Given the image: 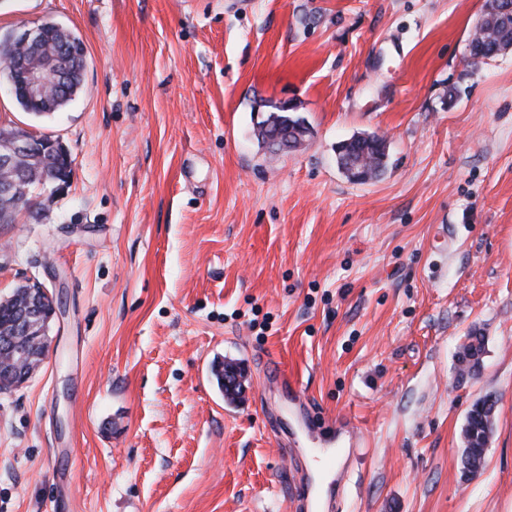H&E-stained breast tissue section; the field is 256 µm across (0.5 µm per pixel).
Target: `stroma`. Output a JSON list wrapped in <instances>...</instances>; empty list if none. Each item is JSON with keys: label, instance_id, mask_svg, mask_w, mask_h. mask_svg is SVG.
<instances>
[{"label": "stroma", "instance_id": "stroma-1", "mask_svg": "<svg viewBox=\"0 0 512 512\" xmlns=\"http://www.w3.org/2000/svg\"><path fill=\"white\" fill-rule=\"evenodd\" d=\"M485 9L0 0V38L52 21L85 45L51 116L0 75V127L73 159L0 224V296L33 278L61 304L40 368L0 391V512H294L286 449L306 430L272 365L363 444L338 512H512V51L472 59ZM284 100L309 134L274 153L255 128ZM360 134L386 143L365 182L336 163ZM486 396L468 480L462 428ZM466 340L467 341L460 345L458 353V361L461 365V373H464L466 370H471L468 365H464L463 363L467 361L468 358H470L474 360V364L472 365V367H474L476 362L479 363V356L482 352L483 343L480 336H477V334H471L470 336L466 337ZM495 408V400L482 398L473 403L468 411L463 428L465 447L462 452V463L464 469L472 476L483 469Z\"/></svg>", "mask_w": 512, "mask_h": 512}]
</instances>
